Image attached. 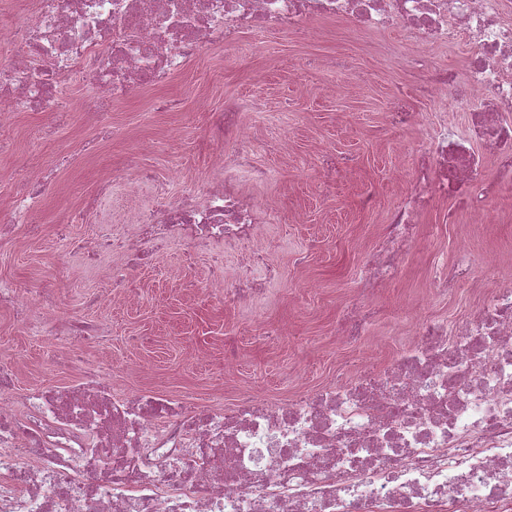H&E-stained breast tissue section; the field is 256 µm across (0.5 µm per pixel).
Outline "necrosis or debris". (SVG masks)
Returning <instances> with one entry per match:
<instances>
[{
  "label": "necrosis or debris",
  "instance_id": "4bbe7bcc",
  "mask_svg": "<svg viewBox=\"0 0 512 512\" xmlns=\"http://www.w3.org/2000/svg\"><path fill=\"white\" fill-rule=\"evenodd\" d=\"M0 0V44L15 56L0 68V131L18 113L72 111L54 87L93 83L102 102L181 71L202 46L232 47L255 29L304 30L345 21L372 35L409 33L418 58L463 46L461 70L431 69L425 95L478 97L467 128L439 112L425 144L396 174L400 200L371 251L358 297L341 328L362 336L363 304L394 278L419 242V219L439 203L494 223L512 195V0H27L21 21ZM247 105L226 103L214 124L228 151L216 154L218 184L170 199L146 171L103 176L90 208L116 197L152 200L122 210L92 238H57L64 255L94 265L124 295L114 258L149 267L168 249L206 256L205 296L236 304L262 296L281 272L265 226L272 210L251 185L271 173L254 164ZM495 162L487 171L486 159ZM0 195V239L45 197L47 171L19 169ZM238 258L233 281L224 257ZM48 288L0 281V307L28 332L102 345L103 323L60 315ZM0 512H512V278L494 281L477 310L455 323L417 318L406 354L385 371L357 365L351 378L285 402L244 396L231 408L113 391L109 373L87 364L78 384L15 392L0 366Z\"/></svg>",
  "mask_w": 512,
  "mask_h": 512
}]
</instances>
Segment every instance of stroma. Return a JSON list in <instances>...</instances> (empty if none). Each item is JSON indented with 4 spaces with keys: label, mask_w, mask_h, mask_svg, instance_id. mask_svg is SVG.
Segmentation results:
<instances>
[{
    "label": "stroma",
    "mask_w": 512,
    "mask_h": 512,
    "mask_svg": "<svg viewBox=\"0 0 512 512\" xmlns=\"http://www.w3.org/2000/svg\"><path fill=\"white\" fill-rule=\"evenodd\" d=\"M403 46L396 29L364 37L348 23L324 22L311 36L270 32L256 39L246 33L235 48H203L167 84L133 89L115 105H102L91 84L65 86L63 94L77 102V111L62 121L49 112L19 113L0 140L1 192L9 189L14 169L29 161L30 129L51 131L40 154L51 176L46 204L34 218L40 231L0 241V278L54 289L61 312L102 321L107 344L83 355L108 369L119 392L182 397L202 407L219 396L229 406L247 391L278 400L324 387L359 357L387 367L404 351L413 316L451 322L478 304L472 284L450 292L436 287L438 263L464 247L478 262L497 254L501 274L512 275V204L499 205L494 224L470 215L444 224L442 207H435L420 220V244L404 253L395 279L371 301L365 336L345 342L338 334L383 218L397 200L392 175L405 169L427 137L425 124L395 128L387 114L404 105L426 120L434 116L433 102L421 92L427 75L412 68ZM340 81L346 90L330 94L329 86ZM229 99L262 106L249 115L256 128L246 146L254 163L272 173L254 193L275 213L265 232L280 281L249 304L208 301L196 291L208 273L207 258L184 267L178 247L154 266L126 267L129 295L122 303L84 309L87 295L112 283L85 274L77 258L59 252L56 224L71 219L75 236L91 237L101 216L84 203L106 173L119 179L138 168L161 179L177 174V181L169 179L173 197L184 186L212 183L218 176L212 158L224 141L210 115ZM345 113L353 114L354 123L342 122ZM284 119L291 130L283 154L274 129ZM108 123L121 135L105 142L98 130ZM327 154L349 166L323 182L318 174ZM368 194L376 200L371 210L362 204ZM284 324L290 334H279ZM0 346L17 389L63 388L80 376L77 367L53 362L73 343L28 333L6 309H0ZM228 347L238 357L229 374ZM143 365L150 373H140Z\"/></svg>",
    "instance_id": "35a3bbf8"
}]
</instances>
